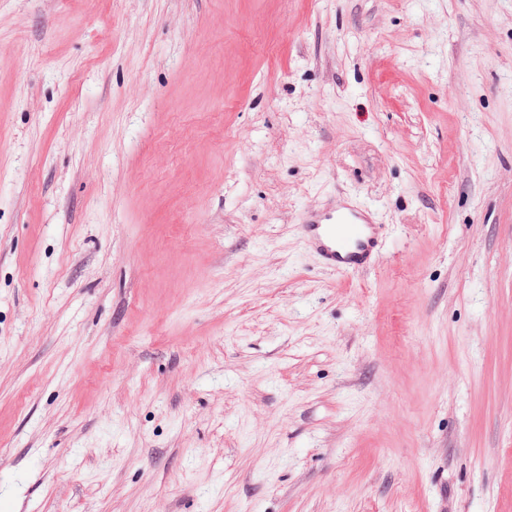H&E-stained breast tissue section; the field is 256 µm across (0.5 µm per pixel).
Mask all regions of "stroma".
Here are the masks:
<instances>
[{
    "instance_id": "obj_1",
    "label": "stroma",
    "mask_w": 512,
    "mask_h": 512,
    "mask_svg": "<svg viewBox=\"0 0 512 512\" xmlns=\"http://www.w3.org/2000/svg\"><path fill=\"white\" fill-rule=\"evenodd\" d=\"M0 512H512V0H0ZM299 230L305 245L330 267L360 271L375 261L377 227L366 209H308L299 217Z\"/></svg>"
}]
</instances>
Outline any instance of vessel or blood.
Wrapping results in <instances>:
<instances>
[{
  "mask_svg": "<svg viewBox=\"0 0 512 512\" xmlns=\"http://www.w3.org/2000/svg\"><path fill=\"white\" fill-rule=\"evenodd\" d=\"M299 230L305 245L330 267L360 271L375 261L377 227L366 209H308L299 217Z\"/></svg>",
  "mask_w": 512,
  "mask_h": 512,
  "instance_id": "obj_1",
  "label": "vessel or blood"
}]
</instances>
